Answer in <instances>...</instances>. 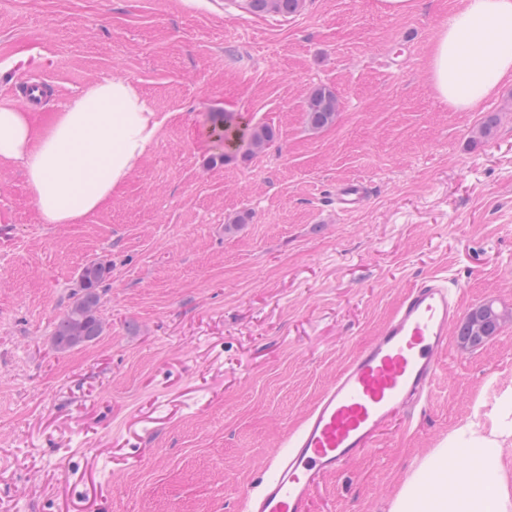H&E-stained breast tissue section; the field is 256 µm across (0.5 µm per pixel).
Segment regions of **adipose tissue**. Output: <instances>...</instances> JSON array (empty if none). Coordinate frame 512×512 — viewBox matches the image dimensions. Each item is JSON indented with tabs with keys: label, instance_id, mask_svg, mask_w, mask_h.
<instances>
[{
	"label": "adipose tissue",
	"instance_id": "ef3b65f1",
	"mask_svg": "<svg viewBox=\"0 0 512 512\" xmlns=\"http://www.w3.org/2000/svg\"><path fill=\"white\" fill-rule=\"evenodd\" d=\"M429 72L435 94L457 111L512 80V0H461L432 45ZM158 125L130 82L106 78L43 127L0 106V165L23 169L44 223L74 224L106 205ZM390 512H512V478L491 441L464 428L422 459Z\"/></svg>",
	"mask_w": 512,
	"mask_h": 512
}]
</instances>
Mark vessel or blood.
<instances>
[{"label": "vessel or blood", "instance_id": "obj_1", "mask_svg": "<svg viewBox=\"0 0 512 512\" xmlns=\"http://www.w3.org/2000/svg\"><path fill=\"white\" fill-rule=\"evenodd\" d=\"M367 184L336 188L345 212L368 201ZM460 318L456 293L435 274L414 285L379 334L337 374L284 449L243 496V512H311L323 478L372 448L389 421L432 400L448 331Z\"/></svg>", "mask_w": 512, "mask_h": 512}]
</instances>
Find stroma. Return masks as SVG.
Masks as SVG:
<instances>
[{"label": "stroma", "mask_w": 512, "mask_h": 512, "mask_svg": "<svg viewBox=\"0 0 512 512\" xmlns=\"http://www.w3.org/2000/svg\"><path fill=\"white\" fill-rule=\"evenodd\" d=\"M460 0H0V105L43 126L80 90L129 82L160 126L109 203L43 223L0 166V512H241V494L417 281L447 273L495 335L449 333L432 403L327 475L313 512H389L459 428L512 466V82L466 112L434 94L429 49ZM335 93L332 124L305 106ZM498 115L489 134L481 125ZM266 125L221 161L217 119ZM368 203L336 209L338 183ZM111 263L102 336L51 334L80 269ZM240 8L248 12H274L283 15L296 13L302 0H241ZM337 111V99L333 92L318 89L306 104L307 122L312 129H321L333 122ZM367 184L362 179H351L336 187V205L344 212L361 209L368 201ZM487 310L484 314L466 315L458 329L460 343L466 346H476L480 342L477 339L493 336L499 326L501 315L493 307V304H486Z\"/></svg>", "instance_id": "stroma-1"}]
</instances>
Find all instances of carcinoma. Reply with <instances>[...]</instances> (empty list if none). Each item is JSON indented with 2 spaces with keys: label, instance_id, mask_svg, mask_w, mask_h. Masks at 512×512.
Masks as SVG:
<instances>
[{
  "label": "carcinoma",
  "instance_id": "obj_1",
  "mask_svg": "<svg viewBox=\"0 0 512 512\" xmlns=\"http://www.w3.org/2000/svg\"><path fill=\"white\" fill-rule=\"evenodd\" d=\"M302 0H241L239 7L249 12H274L283 15L296 13ZM337 111V99L333 92L318 89L311 94L306 104L309 126L321 129L333 122ZM224 149L239 151L248 156L265 147L274 139V132L268 126L242 128L226 118L214 128ZM110 273L109 264L93 261L80 273V287L73 293V301L58 318L52 332V344L59 351H67L89 343L105 331V322L100 316V285ZM501 315L487 305L483 314L466 315L458 329L460 343L466 346L478 345L477 339L494 335L500 326Z\"/></svg>",
  "mask_w": 512,
  "mask_h": 512
}]
</instances>
